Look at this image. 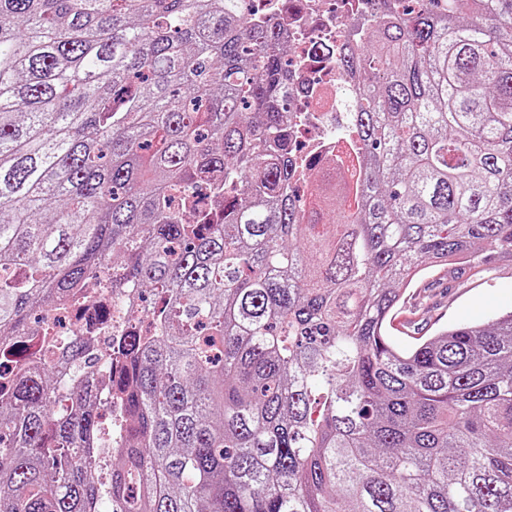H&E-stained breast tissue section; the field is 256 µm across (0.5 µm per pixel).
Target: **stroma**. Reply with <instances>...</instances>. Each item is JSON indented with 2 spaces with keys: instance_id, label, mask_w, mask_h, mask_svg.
Listing matches in <instances>:
<instances>
[{
  "instance_id": "obj_1",
  "label": "stroma",
  "mask_w": 512,
  "mask_h": 512,
  "mask_svg": "<svg viewBox=\"0 0 512 512\" xmlns=\"http://www.w3.org/2000/svg\"><path fill=\"white\" fill-rule=\"evenodd\" d=\"M489 272L467 266L431 267L404 292L388 336L399 347L446 326L485 324L512 309V253L488 255Z\"/></svg>"
}]
</instances>
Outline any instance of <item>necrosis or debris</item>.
Segmentation results:
<instances>
[{
    "label": "necrosis or debris",
    "instance_id": "1",
    "mask_svg": "<svg viewBox=\"0 0 512 512\" xmlns=\"http://www.w3.org/2000/svg\"><path fill=\"white\" fill-rule=\"evenodd\" d=\"M254 17L276 25L292 50L293 93L286 106L301 143L298 160L305 167L347 149L336 136V115L355 89L353 74L338 62L341 51L357 43L374 22L375 0H247ZM137 291L114 303L111 291L100 289L92 302L68 301L43 311L59 335L92 337L95 354H102L112 325L126 321Z\"/></svg>",
    "mask_w": 512,
    "mask_h": 512
}]
</instances>
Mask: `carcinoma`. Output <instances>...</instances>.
<instances>
[{
	"label": "carcinoma",
	"mask_w": 512,
	"mask_h": 512,
	"mask_svg": "<svg viewBox=\"0 0 512 512\" xmlns=\"http://www.w3.org/2000/svg\"><path fill=\"white\" fill-rule=\"evenodd\" d=\"M244 4L0 0V512H512V312L384 331L425 268L512 252V0L384 5L341 58L361 151L306 199ZM90 286L156 296L112 427L84 342L32 336Z\"/></svg>",
	"instance_id": "cac0c4a2"
}]
</instances>
